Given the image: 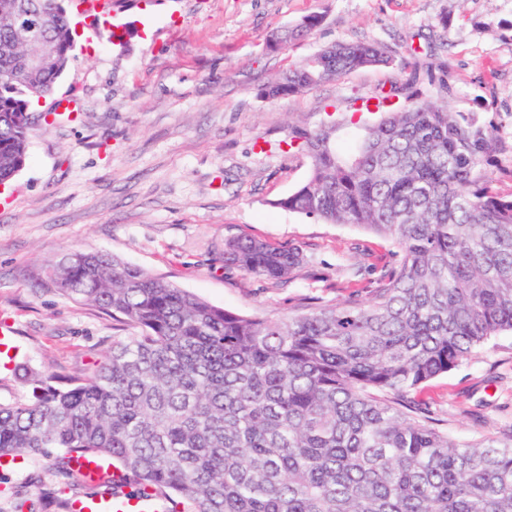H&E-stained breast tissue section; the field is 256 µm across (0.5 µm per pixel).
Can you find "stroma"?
<instances>
[{"mask_svg": "<svg viewBox=\"0 0 512 512\" xmlns=\"http://www.w3.org/2000/svg\"><path fill=\"white\" fill-rule=\"evenodd\" d=\"M318 14L306 39L282 48L272 33ZM119 18L151 22L113 46L82 20L75 56L54 98L78 110L33 126L28 161L0 191V321L34 371L90 372L122 333L92 307L34 290L31 269L74 250H102L244 315L278 320L368 297L394 268V248L366 229L275 207L310 173L289 148L293 127H318L335 109L341 145L366 118L367 98L447 99L492 130L485 169L512 196V0H128ZM338 41L379 42L394 66H373L275 100L259 90L277 72ZM301 246L303 266L279 285L224 272L229 236ZM419 399L460 443L512 441V333L425 387ZM49 458L0 469V512L36 499Z\"/></svg>", "mask_w": 512, "mask_h": 512, "instance_id": "obj_1", "label": "stroma"}]
</instances>
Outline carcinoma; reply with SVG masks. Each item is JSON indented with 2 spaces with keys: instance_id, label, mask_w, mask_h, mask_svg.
Segmentation results:
<instances>
[{
  "instance_id": "carcinoma-1",
  "label": "carcinoma",
  "mask_w": 512,
  "mask_h": 512,
  "mask_svg": "<svg viewBox=\"0 0 512 512\" xmlns=\"http://www.w3.org/2000/svg\"><path fill=\"white\" fill-rule=\"evenodd\" d=\"M42 6L43 39L20 38L18 0H0V182L27 162L20 113L47 98L75 51L65 0ZM322 21L276 32L282 46ZM379 43L337 42L275 75L277 99L372 66ZM362 126L348 154L331 119L292 137L307 181L272 206L389 240L397 266L363 302L282 320L243 315L103 252L72 251L35 267V286L122 323L90 375L42 373L25 398L0 401V456L54 448L55 478L76 456L109 458L171 512H512V443L462 444L394 405L512 332V199L484 165L495 136L443 99L393 106ZM224 268L273 283L302 266L296 245L227 237ZM58 512L75 500L40 483ZM181 510H176V507Z\"/></svg>"
}]
</instances>
